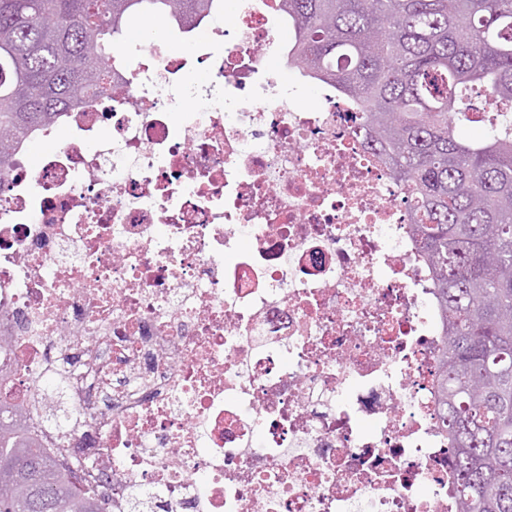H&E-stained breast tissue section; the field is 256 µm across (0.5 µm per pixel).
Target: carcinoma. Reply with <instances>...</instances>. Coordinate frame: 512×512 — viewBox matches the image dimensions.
Wrapping results in <instances>:
<instances>
[{
  "label": "carcinoma",
  "mask_w": 512,
  "mask_h": 512,
  "mask_svg": "<svg viewBox=\"0 0 512 512\" xmlns=\"http://www.w3.org/2000/svg\"><path fill=\"white\" fill-rule=\"evenodd\" d=\"M224 0H0V177L22 144L92 89L138 19L179 32ZM288 68L336 85L364 144L411 199L443 336L435 400L459 512H512V0H279ZM482 128L466 139L462 125ZM64 374L41 377L40 407ZM75 408L49 422L69 427ZM37 407L0 414V512H100L28 434ZM134 491L130 512H155Z\"/></svg>",
  "instance_id": "carcinoma-1"
}]
</instances>
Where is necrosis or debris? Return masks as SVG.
<instances>
[{
  "instance_id": "1",
  "label": "necrosis or debris",
  "mask_w": 512,
  "mask_h": 512,
  "mask_svg": "<svg viewBox=\"0 0 512 512\" xmlns=\"http://www.w3.org/2000/svg\"><path fill=\"white\" fill-rule=\"evenodd\" d=\"M238 3L0 180V404L69 355L76 421L29 434L102 512H457L408 194L335 87L265 70L278 0Z\"/></svg>"
}]
</instances>
